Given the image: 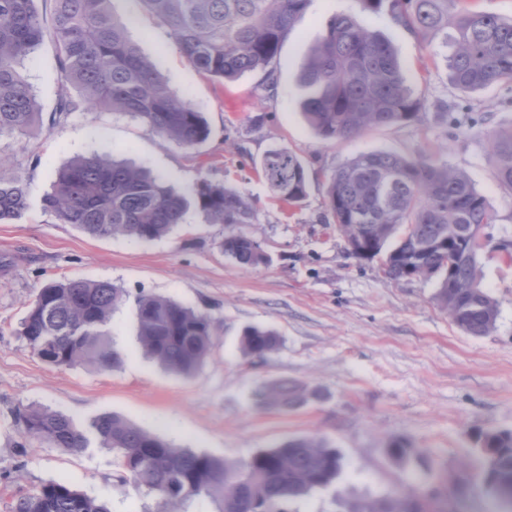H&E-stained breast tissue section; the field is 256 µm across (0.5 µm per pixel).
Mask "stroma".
Listing matches in <instances>:
<instances>
[{
  "label": "stroma",
  "mask_w": 512,
  "mask_h": 512,
  "mask_svg": "<svg viewBox=\"0 0 512 512\" xmlns=\"http://www.w3.org/2000/svg\"><path fill=\"white\" fill-rule=\"evenodd\" d=\"M355 7V0H311L281 44L277 90L268 94L259 71L226 85L205 77L137 0H112L156 69L177 93H189L209 138L188 149L112 112H80L52 129L0 136L6 173L26 185L29 198L21 220L0 223V502L65 477L110 512H154L155 500L144 489L114 481L111 451L73 454L23 444L15 416L33 405L82 425L116 413L176 447L236 461L294 437H324L342 456V475L329 488L292 500L290 512H343L349 499L393 495L419 472L432 485L447 480L453 512H487L493 495L476 438L512 430V263L484 251L482 285L497 302L498 320L490 334L469 335L436 304L435 281L390 280L377 262L349 253L328 210L327 188L333 171L360 153L413 157L444 145L449 165L470 176L498 215L487 229L492 243L512 240V189L498 182L487 139L491 128L512 126V82L461 92L443 65L432 64L434 39L412 34L388 15H372L369 24L391 41L416 94L429 104L465 105L470 123L459 128L430 115L348 140H322L299 110L297 76L329 19ZM22 74L43 111L52 112L61 78L51 43L40 45ZM273 146L303 162L308 188L299 203L272 198L255 167ZM93 154L129 160L183 192L201 180L238 189L253 205L247 232L266 263L243 267L224 254L227 227L208 223L198 209L169 235L145 242L92 238L58 223L42 204L55 172L73 156ZM63 278L108 281L127 291L112 315L120 367H55L20 336L38 289ZM141 294L165 296L210 317L214 346L192 377L143 354ZM248 327L276 332L277 349L262 358L245 355L240 335ZM281 379L307 386L314 397L287 411L258 406L255 391ZM396 441L410 447L406 461L389 455Z\"/></svg>",
  "instance_id": "35a3bbf8"
}]
</instances>
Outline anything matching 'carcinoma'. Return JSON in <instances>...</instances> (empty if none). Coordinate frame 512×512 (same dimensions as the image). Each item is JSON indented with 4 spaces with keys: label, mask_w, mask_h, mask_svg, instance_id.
Here are the masks:
<instances>
[{
    "label": "carcinoma",
    "mask_w": 512,
    "mask_h": 512,
    "mask_svg": "<svg viewBox=\"0 0 512 512\" xmlns=\"http://www.w3.org/2000/svg\"><path fill=\"white\" fill-rule=\"evenodd\" d=\"M38 0H0V135L53 128L75 112H122L186 148L205 142L210 129L189 97L173 91L129 40L111 10L112 0H52L46 23ZM164 24L176 49L201 73L224 83L248 71L277 85L271 64L287 31L310 0H138ZM357 12L334 15L310 49L297 76L299 106L324 140L351 138L366 129L419 121L427 105L408 84L390 41L363 18L385 13L415 35L440 37L433 51L451 84L465 92L512 80V18L474 7L472 0H357ZM54 43L62 83L56 108L44 115L20 65L44 40ZM490 160L500 183L512 189V126L488 132ZM269 192L290 204L307 195L299 157L271 147L259 162ZM28 191L6 176L0 156V223L21 217ZM62 224L93 238L124 236L148 241L184 223L193 205L212 224L229 228L222 246L237 263L267 261L245 231L253 223L249 200L237 189L198 183L192 195L172 191L161 179L108 156H76L64 165L43 198ZM327 206L352 256L376 260L384 277L434 279V300L472 336L491 333L497 303L482 286L480 234L497 221L469 176L439 157L408 158L391 151L361 153L329 178ZM125 289L108 281L63 279L38 290L22 335L39 358L57 367L108 371L120 362L112 342V314ZM144 353L167 369L192 376L213 348L210 318L169 298L137 300ZM278 344L260 328L244 330L240 345L262 358ZM298 384L272 382L257 403L286 410L300 404ZM21 435L80 454L95 441L112 451L120 482L133 481L156 498V512H179L197 496L216 512H288L289 500L333 484L339 452L323 437L302 436L231 462L177 448L116 414H102L79 429L62 413L28 407L16 414ZM485 480L494 512H512V431L482 438ZM8 512H108L99 499L67 479L50 480L12 499ZM344 512H448V491L421 492L410 484L394 495L358 499Z\"/></svg>",
    "instance_id": "cac0c4a2"
}]
</instances>
